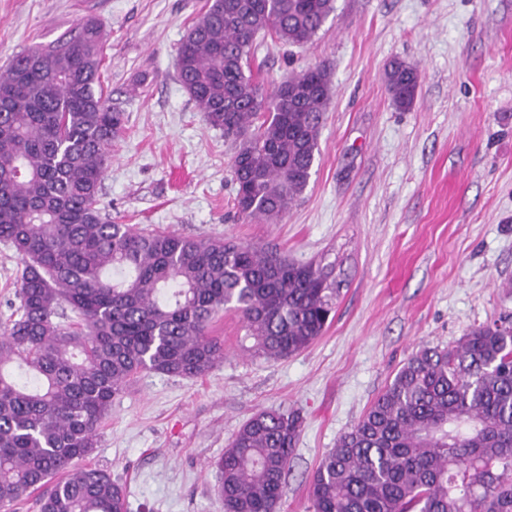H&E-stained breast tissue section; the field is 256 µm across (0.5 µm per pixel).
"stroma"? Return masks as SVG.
<instances>
[{"mask_svg": "<svg viewBox=\"0 0 512 512\" xmlns=\"http://www.w3.org/2000/svg\"><path fill=\"white\" fill-rule=\"evenodd\" d=\"M208 0H0V67L88 20L104 36L105 93L124 114L100 193L123 224L231 238L336 263L323 334L284 360L254 356L242 321L216 318L224 358L194 379L141 373L114 396L90 467L126 488L128 512H224L217 462L267 409L300 412L279 512H313L312 475L422 346L512 317V0H336L306 45L258 37L270 84L329 72L309 184L277 222L235 207L233 146L182 87L177 48ZM400 60L421 75L405 110L387 93ZM23 265L0 242V325Z\"/></svg>", "mask_w": 512, "mask_h": 512, "instance_id": "obj_1", "label": "stroma"}]
</instances>
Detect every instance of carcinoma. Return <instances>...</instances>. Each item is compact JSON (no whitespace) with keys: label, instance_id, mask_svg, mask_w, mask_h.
<instances>
[{"label":"carcinoma","instance_id":"obj_1","mask_svg":"<svg viewBox=\"0 0 512 512\" xmlns=\"http://www.w3.org/2000/svg\"><path fill=\"white\" fill-rule=\"evenodd\" d=\"M334 0H209L179 43L180 82L235 145V206L280 217L307 187L330 87L325 67L264 91L251 67L258 35L302 46ZM102 30L31 48L0 70V242L25 260L18 318L0 330V507L37 492L39 512H127L125 488L79 468L112 398L141 372L198 378L224 358L211 335L240 315L252 350L284 359L322 335L340 282L222 238L119 224L99 208L123 113L101 83ZM418 71L395 62L386 87L412 106ZM77 322L65 324L66 310ZM302 418L260 411L217 462L224 512H277ZM314 512H512V321L424 346L397 370L313 473Z\"/></svg>","mask_w":512,"mask_h":512}]
</instances>
